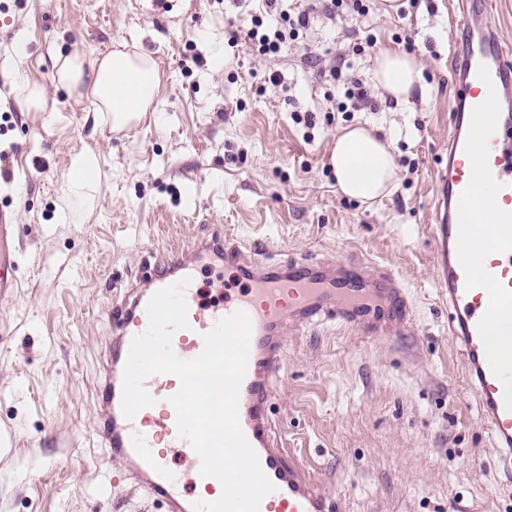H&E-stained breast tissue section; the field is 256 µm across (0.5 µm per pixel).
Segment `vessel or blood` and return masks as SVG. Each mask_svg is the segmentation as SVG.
I'll list each match as a JSON object with an SVG mask.
<instances>
[{
	"label": "vessel or blood",
	"mask_w": 512,
	"mask_h": 512,
	"mask_svg": "<svg viewBox=\"0 0 512 512\" xmlns=\"http://www.w3.org/2000/svg\"><path fill=\"white\" fill-rule=\"evenodd\" d=\"M511 77L512 69L492 44L482 40L469 46L458 95L461 109L454 115L448 166L439 183L433 261L439 293L448 301V331L463 349L468 386L512 479V115L489 104ZM481 195L493 202L483 214L482 224L491 226L488 240L482 224H473L471 217ZM210 257L227 277L219 297L206 304L197 283L198 264ZM182 280L189 326L173 336L178 357H197L204 334L221 318L242 311L251 320L238 412L241 429L274 485L259 512H339L333 493L287 458L271 425L270 403L293 331L330 321L383 335L406 322L407 303L396 280L387 273L368 279L353 263L255 265L219 227L200 241L193 256L172 250L156 259L146 285L131 289L108 349L103 438L134 487L161 502L165 512H194L196 502L222 494L219 480L200 475L199 456L178 433L170 402L180 387L177 377H149L145 387L155 403L134 418H126L121 408L124 367L133 338L148 328L147 305L157 291ZM175 448L190 460L189 476L172 467L169 454Z\"/></svg>",
	"instance_id": "b4317fda"
}]
</instances>
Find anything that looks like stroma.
Returning a JSON list of instances; mask_svg holds the SVG:
<instances>
[{
	"instance_id": "35a3bbf8",
	"label": "stroma",
	"mask_w": 512,
	"mask_h": 512,
	"mask_svg": "<svg viewBox=\"0 0 512 512\" xmlns=\"http://www.w3.org/2000/svg\"><path fill=\"white\" fill-rule=\"evenodd\" d=\"M399 2L389 17L372 0L368 15L313 21L264 57L246 37L253 19L279 28L303 0L276 14L263 0H0V210L16 224L0 258L17 262L19 282L0 296V512H162L118 478L100 384L131 288L215 224L248 261H358L406 291L405 331L329 323L287 338L271 423L340 512H512L433 264L469 41L458 21L476 16L512 64V0ZM369 35L416 56L420 83L408 104L338 111L319 70ZM114 49L152 55L161 71L156 111L122 131L53 80L56 55ZM27 82L45 87L46 111L29 109ZM305 110L310 131L292 119ZM358 122L391 142L398 171L370 205L340 193L331 169L337 133ZM81 151L100 161V191L63 223L57 190Z\"/></svg>"
}]
</instances>
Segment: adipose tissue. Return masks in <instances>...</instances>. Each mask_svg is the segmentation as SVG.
I'll return each instance as SVG.
<instances>
[{"instance_id":"adipose-tissue-1","label":"adipose tissue","mask_w":512,"mask_h":512,"mask_svg":"<svg viewBox=\"0 0 512 512\" xmlns=\"http://www.w3.org/2000/svg\"><path fill=\"white\" fill-rule=\"evenodd\" d=\"M55 66L58 85L88 99L93 112L106 117L112 126H125L155 107L161 78L157 61L148 55L113 50L88 59L75 52L58 55ZM419 74L418 60L402 51L386 47L375 56L373 79L396 102L409 101ZM331 166L338 190L364 204L381 198L396 184L391 144L361 124L337 134ZM99 186L97 156L79 152L59 187L60 209L75 202L94 203Z\"/></svg>"}]
</instances>
